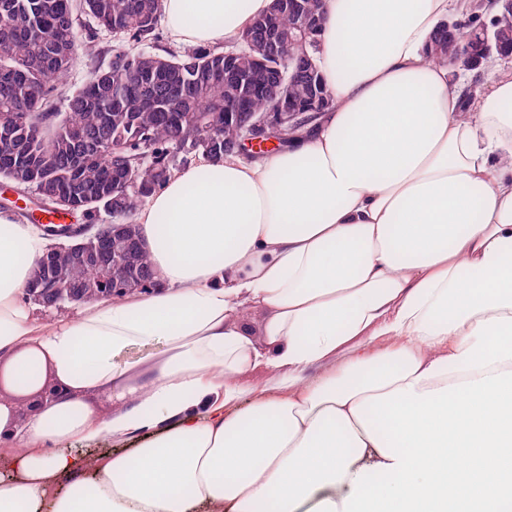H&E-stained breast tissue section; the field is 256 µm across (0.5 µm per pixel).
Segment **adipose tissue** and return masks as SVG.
<instances>
[{
    "label": "adipose tissue",
    "mask_w": 512,
    "mask_h": 512,
    "mask_svg": "<svg viewBox=\"0 0 512 512\" xmlns=\"http://www.w3.org/2000/svg\"><path fill=\"white\" fill-rule=\"evenodd\" d=\"M270 6L159 0L190 46ZM449 7L323 0L332 107L136 211L150 291L43 322L47 241L0 211V512H512V71L461 109L426 56Z\"/></svg>",
    "instance_id": "obj_1"
}]
</instances>
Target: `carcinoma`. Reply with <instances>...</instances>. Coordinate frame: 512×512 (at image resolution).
I'll return each instance as SVG.
<instances>
[{"mask_svg":"<svg viewBox=\"0 0 512 512\" xmlns=\"http://www.w3.org/2000/svg\"><path fill=\"white\" fill-rule=\"evenodd\" d=\"M159 0H0V174L14 187L34 185L48 204L64 198L92 224L105 212L123 225V237L133 246L130 265L144 287L157 284L146 251L139 245L135 211L179 169L187 156L210 159L239 154L243 118L228 112L229 102L246 103L261 115L274 108L268 85L284 81L289 102L306 112H325L332 99L315 72V92L288 80V35L296 32L299 14L285 0H272L266 17L281 32L272 49L257 36L260 19L245 30L251 47L236 58L247 80L224 79V52L200 46L162 56L109 49L106 68L94 69L92 79L68 99L70 120L54 123L63 80L80 59L87 21L108 31L119 27L136 44L155 40ZM458 31L487 29L494 40L512 48V11L501 3L494 12L482 6L451 19ZM88 38H83V35ZM448 30L442 22L427 47L429 58L463 59L448 53ZM216 124L223 140L209 147L192 139L201 125ZM53 261L59 271L81 288L123 287L122 273L112 269L108 281L99 261L75 263L63 251Z\"/></svg>","mask_w":512,"mask_h":512,"instance_id":"obj_1","label":"carcinoma"}]
</instances>
